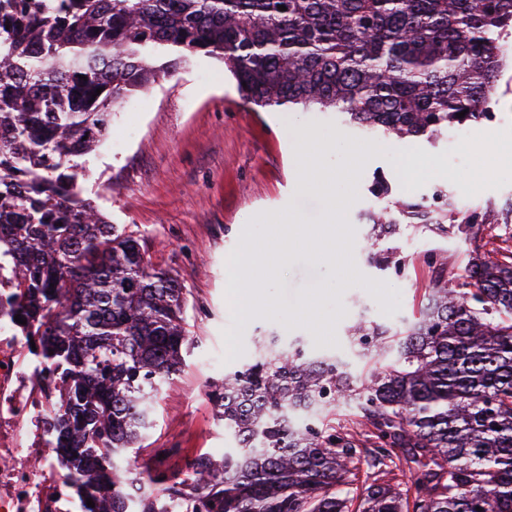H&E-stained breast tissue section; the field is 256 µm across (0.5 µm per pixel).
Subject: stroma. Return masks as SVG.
<instances>
[{
	"mask_svg": "<svg viewBox=\"0 0 512 512\" xmlns=\"http://www.w3.org/2000/svg\"><path fill=\"white\" fill-rule=\"evenodd\" d=\"M493 121L432 142L397 140L342 124L335 112L283 114L246 103L222 62L202 58L134 93L112 113L106 139L89 156L87 195L111 223L141 239L149 264L185 292L187 330L195 342L179 375L158 394L155 426L142 442L140 466L184 471L188 460L224 453V426L204 394L206 383L251 361L258 337L303 340L319 355L346 346L358 311L398 323L417 310L433 253L464 277L472 246L463 235L401 225L389 246L408 255L403 273L371 267V194L382 174L390 199H431L448 192L457 212L512 200V80L500 81ZM316 170L320 181L307 173ZM346 205L331 211L329 200ZM272 270L256 269L263 308L229 305L226 261L251 248L279 251Z\"/></svg>",
	"mask_w": 512,
	"mask_h": 512,
	"instance_id": "1",
	"label": "stroma"
}]
</instances>
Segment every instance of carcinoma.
Returning <instances> with one entry per match:
<instances>
[{
  "label": "carcinoma",
  "mask_w": 512,
  "mask_h": 512,
  "mask_svg": "<svg viewBox=\"0 0 512 512\" xmlns=\"http://www.w3.org/2000/svg\"><path fill=\"white\" fill-rule=\"evenodd\" d=\"M511 35L512 0H0V305L59 378L50 442L87 512H512L511 201L455 226L504 230L499 258L470 254L472 287L437 266L412 319L351 323L348 356L259 337L206 385L231 447L142 493L129 454L185 365V296L79 182L112 109L197 57L250 104L433 139L499 104ZM368 222L369 263L399 273L407 256L381 242L455 217L439 190ZM341 404L353 431L332 425Z\"/></svg>",
  "instance_id": "obj_1"
}]
</instances>
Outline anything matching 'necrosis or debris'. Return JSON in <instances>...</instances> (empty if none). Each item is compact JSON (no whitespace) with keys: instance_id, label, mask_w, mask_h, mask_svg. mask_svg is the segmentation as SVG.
Segmentation results:
<instances>
[{"instance_id":"4bbe7bcc","label":"necrosis or debris","mask_w":512,"mask_h":512,"mask_svg":"<svg viewBox=\"0 0 512 512\" xmlns=\"http://www.w3.org/2000/svg\"><path fill=\"white\" fill-rule=\"evenodd\" d=\"M58 381L0 312V512H84L48 443Z\"/></svg>"}]
</instances>
